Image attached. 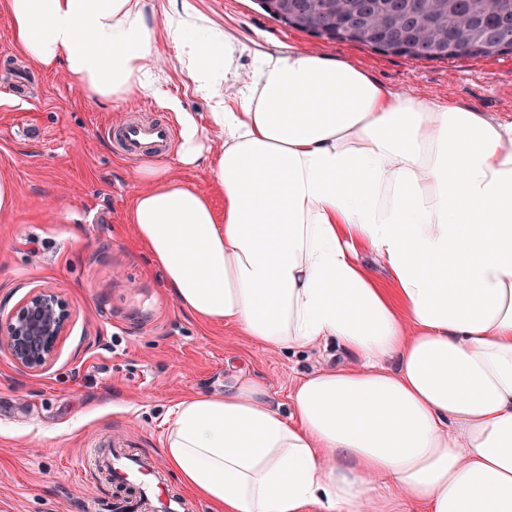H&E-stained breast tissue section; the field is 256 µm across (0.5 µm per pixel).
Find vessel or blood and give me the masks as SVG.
Masks as SVG:
<instances>
[{"label":"vessel or blood","instance_id":"obj_1","mask_svg":"<svg viewBox=\"0 0 512 512\" xmlns=\"http://www.w3.org/2000/svg\"><path fill=\"white\" fill-rule=\"evenodd\" d=\"M104 134L118 151L142 155L169 148L177 138V129L163 120L144 123L130 118L118 126L105 128ZM103 465L111 469L118 482L135 486L159 501L165 512H185V503L170 495L154 465L146 458L134 457L126 454L124 449L116 448L104 459Z\"/></svg>","mask_w":512,"mask_h":512}]
</instances>
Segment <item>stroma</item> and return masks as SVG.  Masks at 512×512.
Wrapping results in <instances>:
<instances>
[{
  "mask_svg": "<svg viewBox=\"0 0 512 512\" xmlns=\"http://www.w3.org/2000/svg\"><path fill=\"white\" fill-rule=\"evenodd\" d=\"M178 7L192 36L238 39L239 80L253 75L259 54L296 46L352 60L395 91L512 119V54L411 60L287 27L255 0H178ZM2 58L11 66L0 69V175L14 181L17 202L0 217V319L45 288L66 300L71 319L55 360L40 372L22 371L0 350V512H99L120 490L83 462L118 442L150 456L174 494L188 498L189 512H211L166 463L168 409L193 393L223 392L241 375L266 382L284 406L300 376L347 355L260 352L233 329L188 317L135 246L127 211L141 161L118 154L102 129L131 116L168 118L171 100L210 124L209 101L166 37L155 53L161 97L128 105L93 101L64 68L27 62L0 12Z\"/></svg>",
  "mask_w": 512,
  "mask_h": 512,
  "instance_id": "stroma-1",
  "label": "stroma"
}]
</instances>
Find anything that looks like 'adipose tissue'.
Returning <instances> with one entry per match:
<instances>
[{
  "instance_id": "obj_1",
  "label": "adipose tissue",
  "mask_w": 512,
  "mask_h": 512,
  "mask_svg": "<svg viewBox=\"0 0 512 512\" xmlns=\"http://www.w3.org/2000/svg\"><path fill=\"white\" fill-rule=\"evenodd\" d=\"M0 9L25 59L64 65L100 102L158 95L166 35L222 147L176 113L178 163L207 161L211 187L140 166L137 242L195 319L262 351L354 357L303 376L286 411L250 377L180 400L164 455L183 486L214 512H512V121L294 47L260 55L230 102L235 37L187 39L180 13Z\"/></svg>"
}]
</instances>
